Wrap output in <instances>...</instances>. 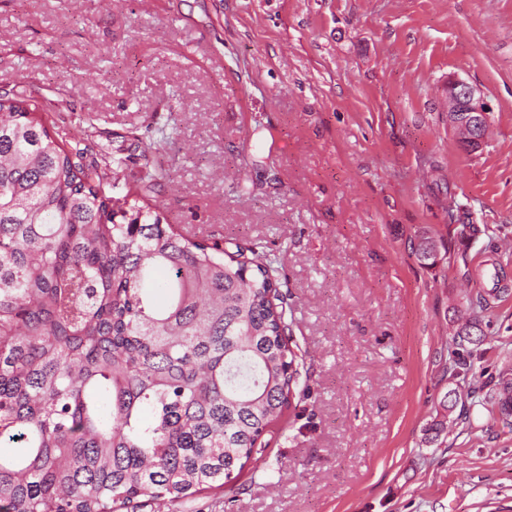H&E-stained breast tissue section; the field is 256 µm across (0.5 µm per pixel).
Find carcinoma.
I'll return each mask as SVG.
<instances>
[{"mask_svg":"<svg viewBox=\"0 0 512 512\" xmlns=\"http://www.w3.org/2000/svg\"><path fill=\"white\" fill-rule=\"evenodd\" d=\"M98 154L0 96V512H138L222 487L310 373L262 246L112 196ZM442 239L414 254L437 264ZM457 339L482 345L477 320ZM512 416V379L493 384Z\"/></svg>","mask_w":512,"mask_h":512,"instance_id":"1","label":"carcinoma"}]
</instances>
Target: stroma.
<instances>
[{
  "label": "stroma",
  "instance_id": "35a3bbf8",
  "mask_svg": "<svg viewBox=\"0 0 512 512\" xmlns=\"http://www.w3.org/2000/svg\"><path fill=\"white\" fill-rule=\"evenodd\" d=\"M451 75L493 107L475 153ZM1 91L61 144L105 145L113 195L277 260L308 398L235 482L143 512H512L487 386L512 376V296L477 308L488 348L451 376L479 268L512 286V0H0ZM424 231L448 247L433 267ZM441 248L445 249L442 239L423 232L414 244V254L417 259L424 265L434 266L437 264Z\"/></svg>",
  "mask_w": 512,
  "mask_h": 512
}]
</instances>
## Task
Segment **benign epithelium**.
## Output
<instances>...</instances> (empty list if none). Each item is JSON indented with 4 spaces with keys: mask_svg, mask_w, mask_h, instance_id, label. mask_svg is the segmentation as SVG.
Returning <instances> with one entry per match:
<instances>
[{
    "mask_svg": "<svg viewBox=\"0 0 512 512\" xmlns=\"http://www.w3.org/2000/svg\"><path fill=\"white\" fill-rule=\"evenodd\" d=\"M445 107L448 127L457 135L460 145L471 152L483 147L490 108L484 93L457 76L445 83Z\"/></svg>",
    "mask_w": 512,
    "mask_h": 512,
    "instance_id": "1",
    "label": "benign epithelium"
}]
</instances>
